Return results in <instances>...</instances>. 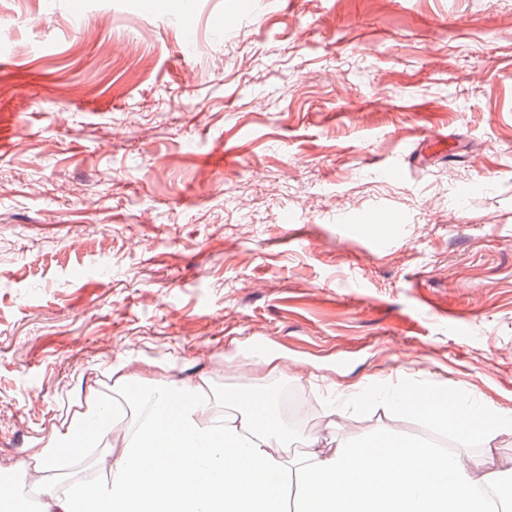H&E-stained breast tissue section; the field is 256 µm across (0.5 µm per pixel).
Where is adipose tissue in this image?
I'll return each instance as SVG.
<instances>
[{"instance_id": "obj_1", "label": "adipose tissue", "mask_w": 512, "mask_h": 512, "mask_svg": "<svg viewBox=\"0 0 512 512\" xmlns=\"http://www.w3.org/2000/svg\"><path fill=\"white\" fill-rule=\"evenodd\" d=\"M128 384L145 391L137 427L93 385L84 390L72 419L82 424L111 408L89 440L109 450L105 477L59 487L44 475L62 468L61 458L54 449L35 448L23 468L27 486L17 496L35 493L40 512H288L287 479L293 475L299 512H488L476 486H512V469L480 475L459 455L394 435L371 447L344 439L327 449L314 437L309 451L291 465L284 457L288 433L271 416L269 396L243 398L238 413L222 417L206 377L167 381L156 365L141 362L128 371L117 369L113 390ZM389 398L410 413L442 422L449 411L468 408L459 396L441 411L409 383ZM471 411L485 429H512L492 408Z\"/></svg>"}]
</instances>
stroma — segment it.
I'll return each instance as SVG.
<instances>
[{
    "label": "stroma",
    "instance_id": "35a3bbf8",
    "mask_svg": "<svg viewBox=\"0 0 512 512\" xmlns=\"http://www.w3.org/2000/svg\"><path fill=\"white\" fill-rule=\"evenodd\" d=\"M183 7L0 0V472L144 359L261 350L360 443L449 436L407 377L512 418V0ZM424 397L428 401L436 402L434 404L445 405L446 403L441 394L426 393ZM389 399L398 407L406 406L410 411L409 414L426 415L448 426V411H441L444 406L430 405L420 396V392L411 383H404L399 386L398 389L391 391L389 393Z\"/></svg>",
    "mask_w": 512,
    "mask_h": 512
}]
</instances>
